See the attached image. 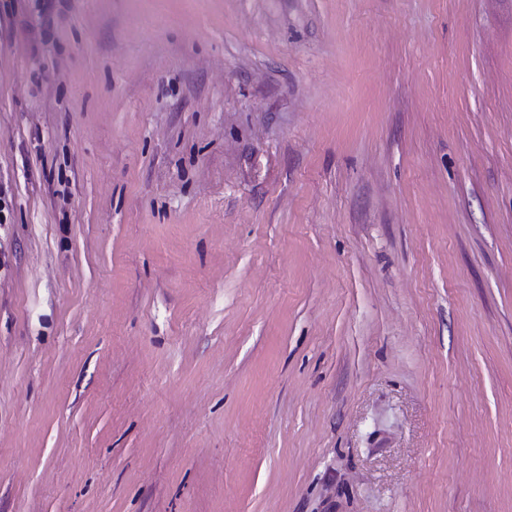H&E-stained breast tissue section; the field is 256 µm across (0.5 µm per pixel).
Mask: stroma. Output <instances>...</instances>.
<instances>
[{"label":"stroma","mask_w":512,"mask_h":512,"mask_svg":"<svg viewBox=\"0 0 512 512\" xmlns=\"http://www.w3.org/2000/svg\"><path fill=\"white\" fill-rule=\"evenodd\" d=\"M0 512H512V0H0Z\"/></svg>","instance_id":"35a3bbf8"}]
</instances>
